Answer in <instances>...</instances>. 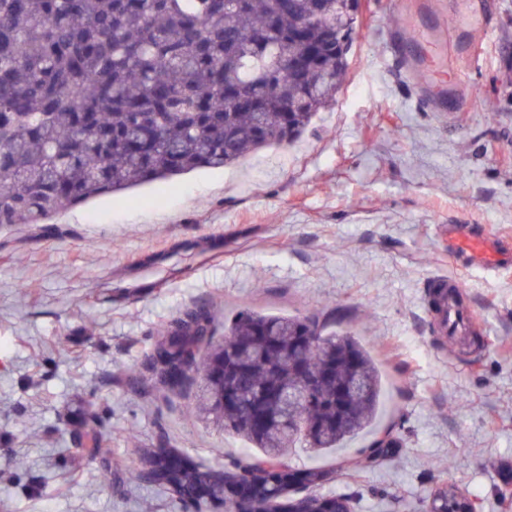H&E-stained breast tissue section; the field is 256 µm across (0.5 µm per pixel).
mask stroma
Instances as JSON below:
<instances>
[{"instance_id": "stroma-1", "label": "stroma", "mask_w": 512, "mask_h": 512, "mask_svg": "<svg viewBox=\"0 0 512 512\" xmlns=\"http://www.w3.org/2000/svg\"><path fill=\"white\" fill-rule=\"evenodd\" d=\"M358 26L335 102L292 144L0 226V512H186L138 479L150 451L218 470L246 458L188 413L200 376L162 392L145 366L161 324L203 305L219 341L244 309L344 308L332 329L377 364V426L402 448L376 469L362 438L293 449V466L336 470L320 494L423 512L452 484L478 512H512V270L457 267L444 233L512 249V0H359ZM425 95L481 109L435 112ZM439 275L465 280L482 345L449 351L426 303ZM91 414L112 435L104 462L74 441Z\"/></svg>"}]
</instances>
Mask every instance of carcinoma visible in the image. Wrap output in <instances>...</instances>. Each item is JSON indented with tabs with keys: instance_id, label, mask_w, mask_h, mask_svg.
Masks as SVG:
<instances>
[{
	"instance_id": "obj_1",
	"label": "carcinoma",
	"mask_w": 512,
	"mask_h": 512,
	"mask_svg": "<svg viewBox=\"0 0 512 512\" xmlns=\"http://www.w3.org/2000/svg\"><path fill=\"white\" fill-rule=\"evenodd\" d=\"M359 0H0V226L47 224L88 200L196 168L220 169L269 144H289L340 90ZM329 315L245 310L203 359L206 306L170 319L147 356L160 390L183 364L200 372L192 411L258 453L222 471L161 447L139 475L194 512H291L288 478L308 489L333 479L296 468L292 448H337L373 423L381 384L368 351L326 332ZM224 360L219 411L211 387ZM302 389L293 423H255V396ZM90 458L112 449L96 425L80 432ZM398 447L386 430L361 449L375 468Z\"/></svg>"
}]
</instances>
